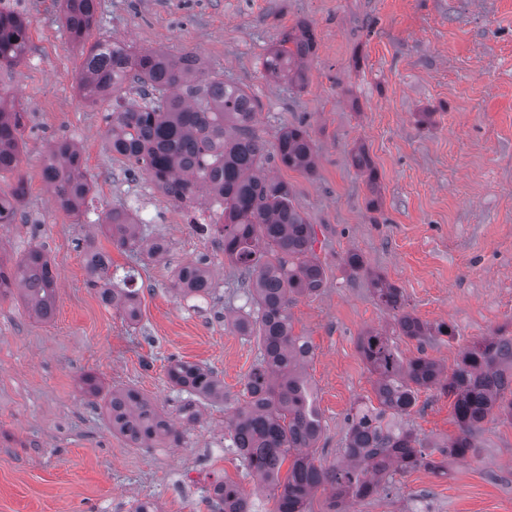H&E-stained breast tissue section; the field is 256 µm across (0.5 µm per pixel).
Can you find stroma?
Returning <instances> with one entry per match:
<instances>
[{
    "instance_id": "1",
    "label": "stroma",
    "mask_w": 512,
    "mask_h": 512,
    "mask_svg": "<svg viewBox=\"0 0 512 512\" xmlns=\"http://www.w3.org/2000/svg\"><path fill=\"white\" fill-rule=\"evenodd\" d=\"M107 38L134 50L196 55L219 77L259 102L254 131L273 153L281 129L304 124L316 152L306 174L267 161L313 224L325 280L295 298L293 331L313 355L305 374L323 434L317 463H337L358 401L374 399L375 377L358 351L367 328L391 330L368 278L344 265L358 250L367 265L401 288L424 321L455 336L395 342L402 358L420 355L455 369L463 349L498 329L512 333V0H97ZM31 20L25 60L0 66V92L24 112L17 172L0 177L7 196L27 194L0 224V259L41 245L58 271L57 305L41 320L21 290L0 296V512H132L130 489L160 512H218L213 487L237 484L252 512H271L273 493L257 484L231 446L226 420L246 397L255 339L228 318L246 304L241 271L187 222L180 204L159 194L139 165L108 147L111 101L85 102L76 76L83 57L62 26L57 0H17ZM307 23L314 36L307 82L266 77L271 45ZM66 139L80 150L90 190L80 213L59 208L43 180L46 156ZM369 153L377 193L352 155ZM126 207L147 217L143 231L167 252L148 258L112 247L99 224ZM110 252L115 280L138 290L140 317L105 305L89 284L88 242ZM205 261L212 297L172 286L178 265ZM213 370L224 401L200 407L195 422L167 379L171 358ZM105 386H133L165 414L179 442L133 447L112 432L100 400L82 389L86 374ZM425 444L458 432L453 400L419 393L400 420ZM477 457L449 461L447 475L418 468L357 512H512V422L491 418L475 435Z\"/></svg>"
}]
</instances>
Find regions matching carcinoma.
Here are the masks:
<instances>
[{
  "instance_id": "1",
  "label": "carcinoma",
  "mask_w": 512,
  "mask_h": 512,
  "mask_svg": "<svg viewBox=\"0 0 512 512\" xmlns=\"http://www.w3.org/2000/svg\"><path fill=\"white\" fill-rule=\"evenodd\" d=\"M95 0H59L64 29L85 58L78 84L81 97L96 103L122 93L128 80L138 84V98L112 113L107 138L112 153L142 168L176 203L206 191L224 206V258L248 274L247 295L252 309L235 317L231 325L242 336L256 338L260 357L245 383V408L228 421L233 448L251 475L274 490V512H308L319 489L330 490L331 512H349L352 505L394 483L397 474L424 466L437 473L445 466L431 459L426 445L394 420L407 415L423 390L435 389L454 397L459 428L448 438V456H477L475 432L498 413L512 419V355L503 347L512 335L503 330L464 348L456 369L445 375L441 365L426 356L405 360L389 334L367 330L358 339L360 355L376 376L378 406L359 404L352 410L343 450L344 461L317 466L307 449L316 447L322 431L318 412L304 374L312 348L293 333L289 306L298 296H311L322 288L324 272L313 251L315 232L294 206L291 190L264 174L265 147L253 125L258 104L243 88L218 78H206L200 64L189 65V55L175 57L162 50L131 51L108 40L85 47L97 26ZM30 20L0 9V64L20 63L28 49ZM314 48L306 25L288 34L267 51L263 68L273 79L303 85L304 60ZM22 113L15 100L0 93V175L20 163ZM275 158L284 166L312 174L316 160L312 139L304 126L282 130ZM356 166L377 181L364 149ZM43 177L53 188L58 206L76 214L89 191L81 154L67 141L50 151ZM25 187L18 183L9 197H0V224H9L23 201ZM141 222L125 208L108 211L101 224L104 236L121 251L139 250L150 258L166 252L161 239L140 231ZM344 263L365 273L377 303L394 312L392 334L421 339L453 336L448 324L436 327L405 310L401 289L382 274L370 270L361 253L350 251ZM86 266L92 285L106 304L125 310L129 320L139 317L136 293L112 287V258L89 248ZM57 275L43 249L31 246L7 268L0 264V295L15 283L23 286L28 310L47 319L56 303ZM173 287L185 296L205 297L214 288L207 268L199 263L178 267ZM170 383L188 395L186 420L197 416L196 404L224 398V384L196 364L177 360L167 371ZM106 393V416L112 431L138 448L162 441H179L166 417L134 387H113ZM290 461L285 480L280 471ZM222 512H250L240 488L222 482L214 489Z\"/></svg>"
}]
</instances>
